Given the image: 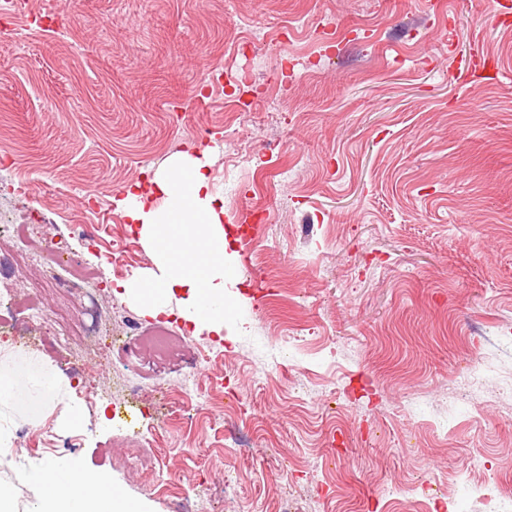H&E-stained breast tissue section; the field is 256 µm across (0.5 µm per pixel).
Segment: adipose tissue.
<instances>
[{
    "label": "adipose tissue",
    "instance_id": "1",
    "mask_svg": "<svg viewBox=\"0 0 512 512\" xmlns=\"http://www.w3.org/2000/svg\"><path fill=\"white\" fill-rule=\"evenodd\" d=\"M178 204L164 208V201ZM124 214L153 265L121 282L144 315H174L190 334L224 330V292L241 287L224 225V200L210 186L206 163L197 154L180 151L146 183L135 184L123 201ZM33 411L57 409L58 429L79 431L83 410L66 397V384L51 366L33 376ZM19 483L40 488L28 512H144L103 474L70 457H56L18 471Z\"/></svg>",
    "mask_w": 512,
    "mask_h": 512
}]
</instances>
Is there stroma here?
<instances>
[{
  "instance_id": "stroma-1",
  "label": "stroma",
  "mask_w": 512,
  "mask_h": 512,
  "mask_svg": "<svg viewBox=\"0 0 512 512\" xmlns=\"http://www.w3.org/2000/svg\"><path fill=\"white\" fill-rule=\"evenodd\" d=\"M22 2L0 13V222L44 212L39 236L94 273L120 229L131 277L152 258L119 202L193 149L249 237L223 335L144 316L107 358L0 335V373L50 364L85 411L65 433L0 407V480L70 444L146 512H485L477 488L512 490V29L491 24L512 0ZM478 48L498 82L466 78ZM160 325L164 358L144 342ZM189 371L208 395L160 434L156 387ZM134 433L167 490L122 466Z\"/></svg>"
}]
</instances>
